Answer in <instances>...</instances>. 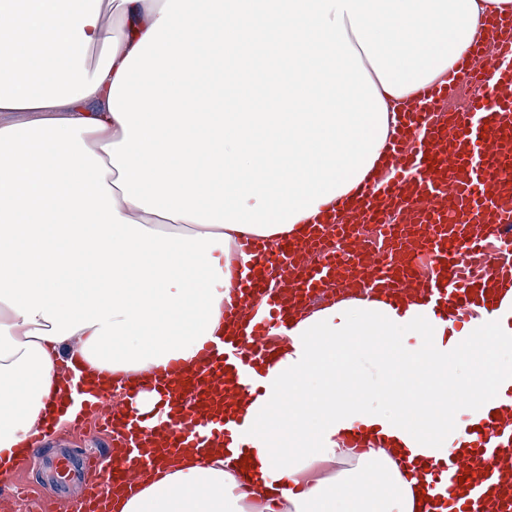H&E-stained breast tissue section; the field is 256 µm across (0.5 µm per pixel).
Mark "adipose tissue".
<instances>
[{"instance_id":"adipose-tissue-1","label":"adipose tissue","mask_w":512,"mask_h":512,"mask_svg":"<svg viewBox=\"0 0 512 512\" xmlns=\"http://www.w3.org/2000/svg\"><path fill=\"white\" fill-rule=\"evenodd\" d=\"M0 0V466L49 414L62 368L193 369L224 331L237 237L302 233L388 165L393 113L452 72L512 0ZM103 54L87 66L85 53ZM369 61L361 67L354 50ZM512 324L461 330L380 293L296 319L241 448L142 473L109 512H418L398 467L447 459L512 385ZM487 393L486 403L471 399ZM377 437L355 453L348 438ZM351 462L343 479L319 468Z\"/></svg>"}]
</instances>
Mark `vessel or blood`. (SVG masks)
I'll use <instances>...</instances> for the list:
<instances>
[{"label": "vessel or blood", "instance_id": "1", "mask_svg": "<svg viewBox=\"0 0 512 512\" xmlns=\"http://www.w3.org/2000/svg\"><path fill=\"white\" fill-rule=\"evenodd\" d=\"M486 24L492 47H475L447 83L427 88L399 113L387 175L337 198L302 239H239L251 263L224 305L233 330L207 342L193 371L176 361L155 370L151 383L169 405L163 422L149 424L136 409L113 403L111 387L91 384L88 367L68 372L78 407L71 432L82 433L92 414L107 435L104 455L80 457L82 467L99 468L101 480L88 485L73 512H102L103 487L124 492L137 471L183 449L223 447L239 427L224 412L225 379L239 391L251 389L287 339L289 311L336 287L386 288L390 304L400 307L421 283L436 317L446 320L460 319L478 300L500 310L502 293L512 290L511 271L491 272L481 290L460 276L467 255L483 252L488 239L512 235V15L488 17ZM470 86L476 94L451 106L449 88ZM357 223L375 225L383 238L378 250L355 239ZM425 253L436 267L427 279L419 267ZM467 435L462 450L423 472L424 512H512V407L480 418Z\"/></svg>", "mask_w": 512, "mask_h": 512}]
</instances>
